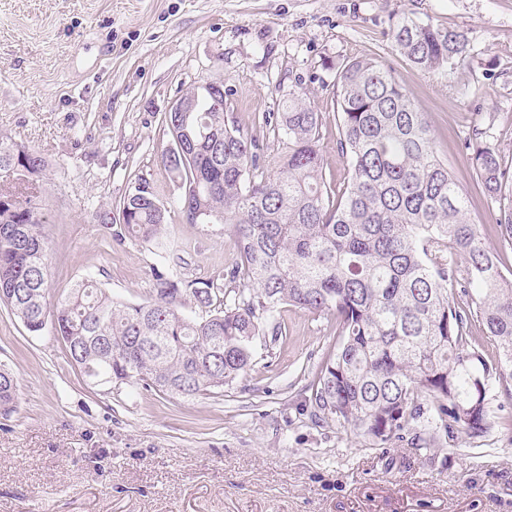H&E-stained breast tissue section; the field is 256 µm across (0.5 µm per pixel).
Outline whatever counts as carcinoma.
Returning <instances> with one entry per match:
<instances>
[{"label": "carcinoma", "mask_w": 512, "mask_h": 512, "mask_svg": "<svg viewBox=\"0 0 512 512\" xmlns=\"http://www.w3.org/2000/svg\"><path fill=\"white\" fill-rule=\"evenodd\" d=\"M388 35L415 66L438 71L467 57L456 30L404 15ZM337 148L346 185L323 173L321 113L301 91L282 111L263 115L282 144L276 165L228 113L170 112L171 136L191 135L183 151L162 158L188 222L219 218L235 238L234 297L214 305L221 288L156 273L153 298L129 303L94 280L77 281L52 308L54 335L70 361L98 385L142 384L166 395L221 390L243 375L257 338L283 335L284 305L336 319V350L321 364L308 398L313 416L388 442L417 423L481 437L491 426L488 392L512 382V280L468 215L464 193L437 155L434 135L391 71L356 58L336 72ZM470 163L489 198L503 199L512 169L489 129L469 140ZM47 163L35 150L0 136V301L40 334L47 313L44 217L33 198ZM91 219L113 237L161 247L165 209L146 185L118 212ZM512 247V207L497 219ZM464 267H459L458 262ZM456 284L469 301L448 294ZM206 309L193 320L184 298ZM478 309L498 353L490 367L468 346ZM16 382L0 369V414L14 410Z\"/></svg>", "instance_id": "obj_1"}]
</instances>
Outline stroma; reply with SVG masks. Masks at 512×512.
<instances>
[{"instance_id": "stroma-1", "label": "stroma", "mask_w": 512, "mask_h": 512, "mask_svg": "<svg viewBox=\"0 0 512 512\" xmlns=\"http://www.w3.org/2000/svg\"><path fill=\"white\" fill-rule=\"evenodd\" d=\"M406 13L463 32L464 61L428 73L388 36ZM376 58L424 112L488 246L502 248L492 202L465 141L491 128L512 161V0H0V134L48 163V300L81 278L114 297L151 298L157 248L119 241L92 212L147 185L165 208L186 280L229 287L236 246L223 224H189L162 162L165 117L208 82L248 135L278 144L262 116L301 87L322 115V162L343 186L336 70ZM287 335L257 343L247 373L195 398L140 385L93 386L51 329L28 332L0 304V368L16 409L0 415V512H512V395L490 391L500 421L481 438L415 431L381 443L312 421L307 401L336 346L329 316L288 306Z\"/></svg>"}]
</instances>
